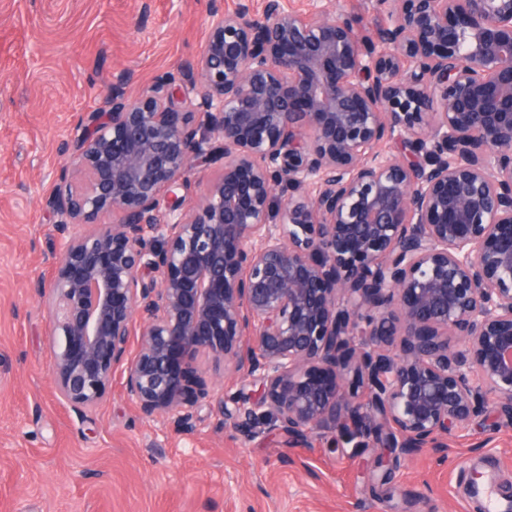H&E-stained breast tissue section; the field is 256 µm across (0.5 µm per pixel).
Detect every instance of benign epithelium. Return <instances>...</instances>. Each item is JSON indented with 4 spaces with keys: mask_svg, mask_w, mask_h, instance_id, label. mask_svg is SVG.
Returning a JSON list of instances; mask_svg holds the SVG:
<instances>
[{
    "mask_svg": "<svg viewBox=\"0 0 512 512\" xmlns=\"http://www.w3.org/2000/svg\"><path fill=\"white\" fill-rule=\"evenodd\" d=\"M376 3L390 23L367 31L212 0L190 86L132 95L122 74L78 120L33 284L75 413L119 370L143 416L188 432L208 358L253 386L219 401L236 431L304 442L343 418L378 471L446 455L490 409L512 422V0ZM199 167L193 170L188 177V186L181 189L179 195H184L186 200L183 209H189L198 200L205 190L209 180L214 175V167Z\"/></svg>",
    "mask_w": 512,
    "mask_h": 512,
    "instance_id": "benign-epithelium-1",
    "label": "benign epithelium"
}]
</instances>
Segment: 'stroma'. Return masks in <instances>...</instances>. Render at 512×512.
<instances>
[{"label": "stroma", "instance_id": "stroma-1", "mask_svg": "<svg viewBox=\"0 0 512 512\" xmlns=\"http://www.w3.org/2000/svg\"><path fill=\"white\" fill-rule=\"evenodd\" d=\"M208 2L0 0V512H481L473 468L512 493V426L493 411L446 458L403 457L383 479L378 444L352 447L332 423L307 448L269 427L244 438L217 404L241 382L208 361L216 400L188 434L142 416L117 375L88 417L57 398L31 287L59 249L44 199L75 120L99 111L118 75L134 94L168 71L191 78Z\"/></svg>", "mask_w": 512, "mask_h": 512}]
</instances>
